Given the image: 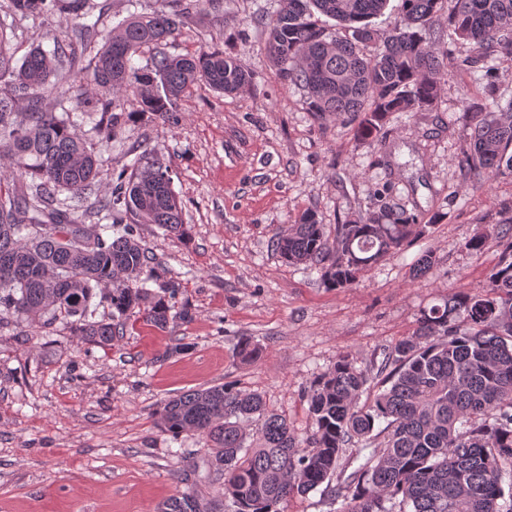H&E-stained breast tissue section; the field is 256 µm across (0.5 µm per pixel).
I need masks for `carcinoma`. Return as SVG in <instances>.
Returning <instances> with one entry per match:
<instances>
[{
    "label": "carcinoma",
    "instance_id": "carcinoma-1",
    "mask_svg": "<svg viewBox=\"0 0 512 512\" xmlns=\"http://www.w3.org/2000/svg\"><path fill=\"white\" fill-rule=\"evenodd\" d=\"M386 2L281 0L265 22V50L278 79L303 87L316 116H341L377 142L389 117L429 109L441 82L480 71L478 90L462 87L459 167L475 188L486 178L512 176V100L501 104L494 84V61L512 55V0H450L446 31L434 29L445 0H401L400 21L380 36L369 19ZM212 4L191 0L173 12L132 14L78 70L61 40L50 52L33 45L15 63L7 38L12 25L0 19V158L11 167L0 175V325L13 322L19 336L22 322L44 336L62 325L98 346L124 335L135 309L167 327V298L179 285L159 281L138 225L155 224L176 239L186 234L168 167L144 161V151L112 172L108 191L99 193L103 160L75 131L72 112L92 120L108 143L121 129L116 109L127 94L141 111L175 122L173 105L197 82L223 94L249 86L240 60L216 48L190 57L163 53L150 68L131 66L143 48L178 35L186 13ZM87 5L8 0L7 15L80 17ZM316 12L342 23L345 34L327 33ZM98 35L96 25L81 24L71 38L90 45ZM459 40L481 51L458 55ZM86 76L104 96L87 94ZM53 90L72 109H49L45 94ZM63 193L65 201L58 199ZM101 214L110 223L89 233L86 221ZM426 228L417 214L382 198L365 216L336 224L331 238L306 211L275 234L271 248L291 265L319 270L327 286L347 288ZM493 236L507 243L482 288L423 310L411 334L369 366L342 355L310 383L313 430L305 439L259 394L230 383L168 400L157 413L161 427L175 438L194 432L211 442L210 466L224 476V498L235 512H283L289 498L322 485L347 500V512H512V484L503 486L505 467L512 468V216L462 247L477 253ZM150 281L158 290L146 287ZM95 298L110 318L93 319ZM237 349L244 363L260 357L248 338ZM351 448L355 456L341 464ZM159 512L204 508L183 493Z\"/></svg>",
    "mask_w": 512,
    "mask_h": 512
}]
</instances>
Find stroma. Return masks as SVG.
<instances>
[{"instance_id":"obj_1","label":"stroma","mask_w":512,"mask_h":512,"mask_svg":"<svg viewBox=\"0 0 512 512\" xmlns=\"http://www.w3.org/2000/svg\"><path fill=\"white\" fill-rule=\"evenodd\" d=\"M278 8L279 0H218L187 15L179 36L134 57L144 68L160 51L217 46L252 74L234 96L195 84L176 101L174 124L124 98L130 119L100 148L108 170L143 148L169 166L187 233L172 239L154 224L138 232L161 272L180 285L168 301L172 311L187 305L194 318L163 331L134 321L105 349L65 329L50 343L34 330L21 339L0 329V512H158L184 492L213 512H233L223 480H181L208 444L160 429L156 412L166 400L234 382L259 393L305 438L313 429L305 391L339 355L368 365L412 332L423 308L481 287L496 265V241L477 254L461 244L480 224L512 215V177L467 185L457 164L459 80L442 84L430 109L394 115L386 140L368 144L356 124L315 116L305 90L278 79L263 25ZM77 24L63 14L16 20V58L34 43L52 49ZM385 188L429 229L352 287H325L318 270L271 250V237L303 211L314 210L330 233L365 214ZM426 250L437 263L415 276L413 263ZM244 336L261 348L255 363L237 356Z\"/></svg>"}]
</instances>
